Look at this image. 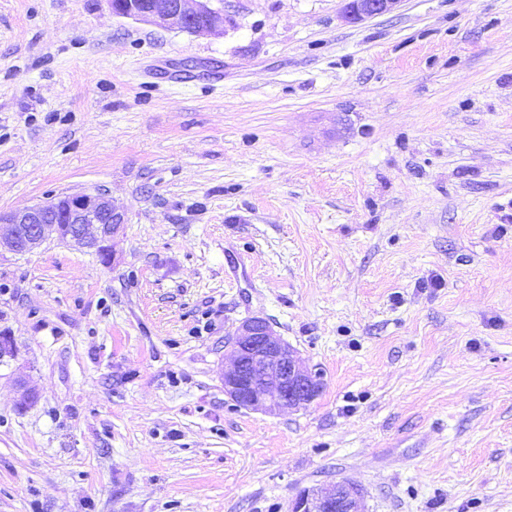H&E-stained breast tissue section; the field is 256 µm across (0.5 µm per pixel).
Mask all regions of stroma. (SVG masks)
<instances>
[{
  "instance_id": "35a3bbf8",
  "label": "stroma",
  "mask_w": 512,
  "mask_h": 512,
  "mask_svg": "<svg viewBox=\"0 0 512 512\" xmlns=\"http://www.w3.org/2000/svg\"><path fill=\"white\" fill-rule=\"evenodd\" d=\"M218 6L190 35L0 0V210L101 189L126 219L109 265L0 253V512H288L342 479L512 512V0ZM252 316L322 371L306 408L225 397ZM342 18L348 23L391 13L401 0H341Z\"/></svg>"
}]
</instances>
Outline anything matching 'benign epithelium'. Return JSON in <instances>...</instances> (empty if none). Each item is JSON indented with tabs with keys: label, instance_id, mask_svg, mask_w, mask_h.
Listing matches in <instances>:
<instances>
[{
	"label": "benign epithelium",
	"instance_id": "1",
	"mask_svg": "<svg viewBox=\"0 0 512 512\" xmlns=\"http://www.w3.org/2000/svg\"><path fill=\"white\" fill-rule=\"evenodd\" d=\"M213 0H109L112 14L189 34L222 33L231 20ZM348 23L392 12L401 0H341ZM124 213L100 189L64 193L20 210L0 211V246L16 254L39 249L50 237L72 242L111 261L110 243L122 232ZM232 365L224 371V395L237 406L276 414L302 409L323 390V376L301 363L297 351L263 318L238 328ZM291 512H368L364 489L349 480L301 491Z\"/></svg>",
	"mask_w": 512,
	"mask_h": 512
}]
</instances>
